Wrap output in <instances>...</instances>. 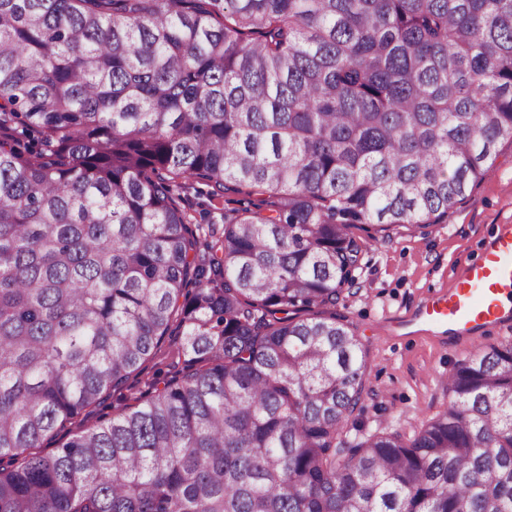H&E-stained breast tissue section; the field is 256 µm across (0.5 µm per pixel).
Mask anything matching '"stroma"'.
I'll return each instance as SVG.
<instances>
[{
  "label": "stroma",
  "mask_w": 512,
  "mask_h": 512,
  "mask_svg": "<svg viewBox=\"0 0 512 512\" xmlns=\"http://www.w3.org/2000/svg\"><path fill=\"white\" fill-rule=\"evenodd\" d=\"M512 224V145H499L494 166L447 218L429 227L367 242L357 283L336 311L365 348L368 385L363 425L373 432L413 431L448 405L442 383L471 349L428 335L400 336L427 296L450 288L499 225Z\"/></svg>",
  "instance_id": "obj_1"
}]
</instances>
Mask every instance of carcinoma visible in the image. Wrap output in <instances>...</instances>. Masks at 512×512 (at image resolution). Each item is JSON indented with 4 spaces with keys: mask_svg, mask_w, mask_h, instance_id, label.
I'll use <instances>...</instances> for the list:
<instances>
[{
    "mask_svg": "<svg viewBox=\"0 0 512 512\" xmlns=\"http://www.w3.org/2000/svg\"><path fill=\"white\" fill-rule=\"evenodd\" d=\"M2 125L0 512H512V338L353 435L336 314L512 142V0H0ZM200 190L206 191L207 188L199 184L196 180H191L186 183L181 192L183 201L181 206L200 221L199 213L202 211L209 212V219L216 224H224V200L210 201L205 195L200 194ZM161 359L162 356L146 362L142 367V371L132 380L131 388L124 391L125 394L130 395L144 390V388L147 387V385L156 377L159 368H162L165 372L166 364L161 363Z\"/></svg>",
    "mask_w": 512,
    "mask_h": 512,
    "instance_id": "obj_1",
    "label": "carcinoma"
}]
</instances>
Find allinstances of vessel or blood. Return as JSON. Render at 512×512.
I'll return each mask as SVG.
<instances>
[{
  "instance_id": "1",
  "label": "vessel or blood",
  "mask_w": 512,
  "mask_h": 512,
  "mask_svg": "<svg viewBox=\"0 0 512 512\" xmlns=\"http://www.w3.org/2000/svg\"><path fill=\"white\" fill-rule=\"evenodd\" d=\"M414 320L460 343L512 325V224L500 226L451 288L423 299Z\"/></svg>"
}]
</instances>
